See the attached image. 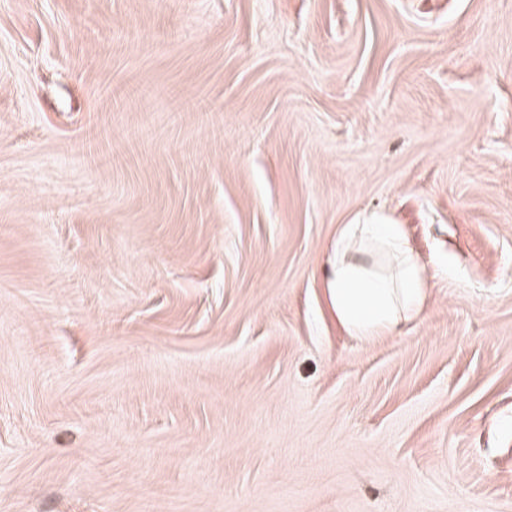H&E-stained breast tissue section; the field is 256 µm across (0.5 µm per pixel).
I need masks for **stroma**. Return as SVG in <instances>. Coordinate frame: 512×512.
<instances>
[{
  "label": "stroma",
  "mask_w": 512,
  "mask_h": 512,
  "mask_svg": "<svg viewBox=\"0 0 512 512\" xmlns=\"http://www.w3.org/2000/svg\"><path fill=\"white\" fill-rule=\"evenodd\" d=\"M0 512H512V0H0ZM364 223L339 230L326 291L338 324L351 336L370 338L394 332L420 314L428 285L401 225L380 216ZM356 241L372 250L355 248ZM380 254L388 259L387 269L374 261Z\"/></svg>",
  "instance_id": "35a3bbf8"
}]
</instances>
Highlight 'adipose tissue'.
<instances>
[{"instance_id":"adipose-tissue-1","label":"adipose tissue","mask_w":512,"mask_h":512,"mask_svg":"<svg viewBox=\"0 0 512 512\" xmlns=\"http://www.w3.org/2000/svg\"><path fill=\"white\" fill-rule=\"evenodd\" d=\"M328 263L330 308L349 335L396 331L423 309L428 285L401 225L380 216L343 225Z\"/></svg>"}]
</instances>
